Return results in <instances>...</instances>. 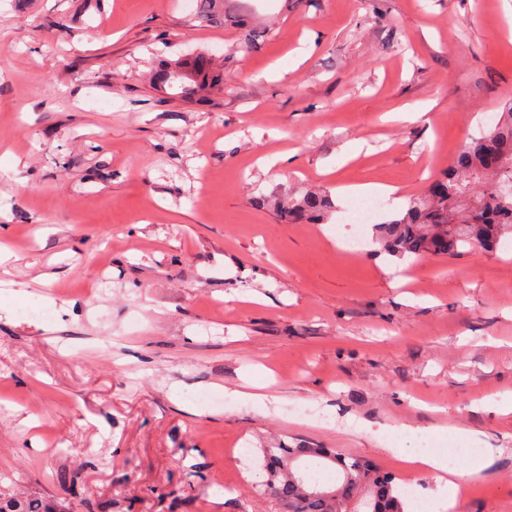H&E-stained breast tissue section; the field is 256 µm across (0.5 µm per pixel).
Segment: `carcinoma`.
Instances as JSON below:
<instances>
[{
    "label": "carcinoma",
    "instance_id": "1",
    "mask_svg": "<svg viewBox=\"0 0 512 512\" xmlns=\"http://www.w3.org/2000/svg\"><path fill=\"white\" fill-rule=\"evenodd\" d=\"M197 17H224V0H199ZM159 82L182 99L200 98L224 84V67L204 53L168 63ZM512 102L504 104L494 127L469 138L456 158L403 213L379 225L385 250L422 258L453 256L460 249L493 251L512 236ZM332 207L326 195L305 193L282 205L291 222L319 215ZM265 479L261 491L281 512H350L360 500L362 512H406L407 496L391 475L356 457L330 448H263ZM0 512H67L58 498L31 497L0 489Z\"/></svg>",
    "mask_w": 512,
    "mask_h": 512
}]
</instances>
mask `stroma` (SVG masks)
I'll return each mask as SVG.
<instances>
[{
	"instance_id": "1",
	"label": "stroma",
	"mask_w": 512,
	"mask_h": 512,
	"mask_svg": "<svg viewBox=\"0 0 512 512\" xmlns=\"http://www.w3.org/2000/svg\"><path fill=\"white\" fill-rule=\"evenodd\" d=\"M503 0H0V488L69 512H279L260 448L494 449L451 512H512V250L414 259L338 195L422 194L512 98ZM258 46L247 49L248 39ZM208 52L224 86L154 81ZM431 104L429 122L404 114ZM360 145L356 156L347 144ZM288 151L289 161L266 160ZM302 190L335 207L286 224ZM265 397L264 408L250 397ZM373 205L370 202H363L354 207V209L348 215V234L347 245L351 249L352 253H356L363 245V239L361 236V224H367L372 218Z\"/></svg>"
}]
</instances>
